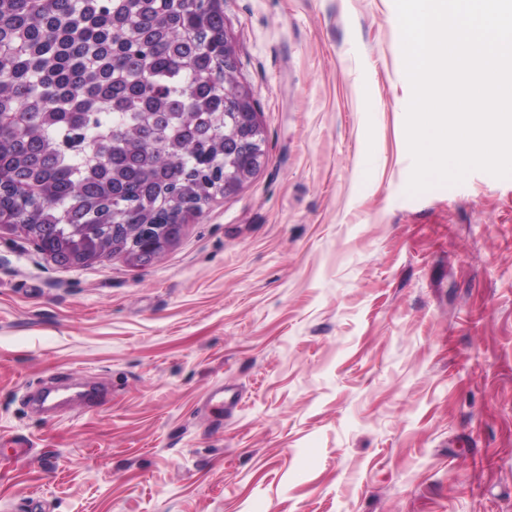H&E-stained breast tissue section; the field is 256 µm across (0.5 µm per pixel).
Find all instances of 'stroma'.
I'll use <instances>...</instances> for the list:
<instances>
[{"instance_id":"1","label":"stroma","mask_w":512,"mask_h":512,"mask_svg":"<svg viewBox=\"0 0 512 512\" xmlns=\"http://www.w3.org/2000/svg\"><path fill=\"white\" fill-rule=\"evenodd\" d=\"M261 168L147 264L0 233V512H512V178L408 191L394 0H222Z\"/></svg>"}]
</instances>
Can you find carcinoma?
<instances>
[{
  "label": "carcinoma",
  "instance_id": "1",
  "mask_svg": "<svg viewBox=\"0 0 512 512\" xmlns=\"http://www.w3.org/2000/svg\"><path fill=\"white\" fill-rule=\"evenodd\" d=\"M223 37L220 0H0V211L43 225L54 260L112 213L179 232L224 193L212 163L246 159L224 157Z\"/></svg>",
  "mask_w": 512,
  "mask_h": 512
}]
</instances>
